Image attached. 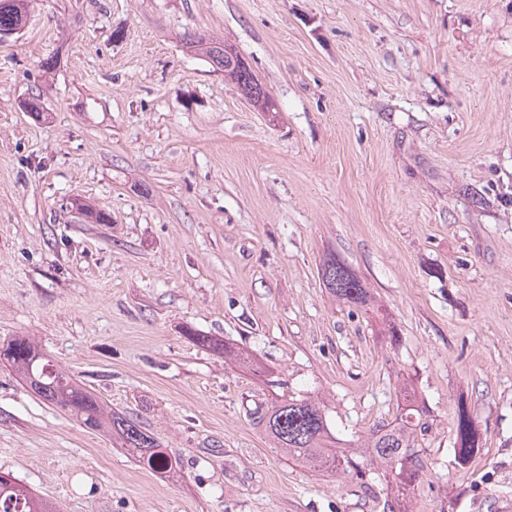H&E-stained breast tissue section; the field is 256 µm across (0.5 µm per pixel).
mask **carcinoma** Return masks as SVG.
Segmentation results:
<instances>
[{
  "instance_id": "cac0c4a2",
  "label": "carcinoma",
  "mask_w": 512,
  "mask_h": 512,
  "mask_svg": "<svg viewBox=\"0 0 512 512\" xmlns=\"http://www.w3.org/2000/svg\"><path fill=\"white\" fill-rule=\"evenodd\" d=\"M27 22V0H0V32L20 30ZM210 62L224 68V76L255 104L275 103L250 68L240 65L235 48L226 52L218 42L191 39ZM319 277L328 292L345 304L379 314L365 281L346 263L329 254L323 258ZM195 346L224 354V357L254 366L251 355L213 336L186 332ZM0 363L10 368L21 382L44 403L67 413L88 429L115 438L135 460L154 471H174L179 462L166 454L162 442L132 417L106 409L88 388L71 378L29 336H14L0 346ZM403 405L394 419L370 431L369 437L348 439L336 447L325 407L307 395L290 396L258 412L255 417L274 448L288 458L312 469L340 471L360 483L386 486L384 512H407L411 490L426 476L424 460L417 450L418 435L428 427L426 408L417 400L412 382L401 385ZM453 452L467 460L482 446V433L467 403L456 401L453 423ZM23 502V512H55V506L34 493L11 472L0 471V512H11L5 501Z\"/></svg>"
}]
</instances>
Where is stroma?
<instances>
[{"mask_svg":"<svg viewBox=\"0 0 512 512\" xmlns=\"http://www.w3.org/2000/svg\"><path fill=\"white\" fill-rule=\"evenodd\" d=\"M191 35L232 45L276 113ZM328 253L396 339L325 291ZM14 336L182 466L143 467L0 364V469L58 512H382L380 486L288 460L254 414L304 392L335 434L363 435L393 420L400 373L430 410L413 512H504L512 0H35L0 45V343ZM460 397L483 432L465 465ZM186 337L197 347L216 353H224V358H231L236 362H241L245 366L254 367L255 360L251 355L244 353L241 350H236V348L225 344L223 339L213 336H200L193 331H187Z\"/></svg>","mask_w":512,"mask_h":512,"instance_id":"1","label":"stroma"}]
</instances>
